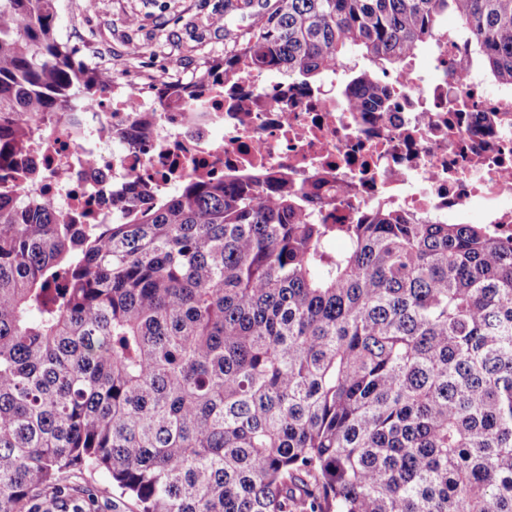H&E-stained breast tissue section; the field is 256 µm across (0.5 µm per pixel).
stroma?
<instances>
[{
	"label": "stroma",
	"instance_id": "obj_1",
	"mask_svg": "<svg viewBox=\"0 0 512 512\" xmlns=\"http://www.w3.org/2000/svg\"><path fill=\"white\" fill-rule=\"evenodd\" d=\"M225 15L224 26L213 19ZM138 25H130V16ZM250 21L248 14L225 9L224 0H58L57 30L84 67L110 70L123 86L192 84L208 66L223 59L224 47ZM105 471L64 474L68 492L88 500L93 512H138L134 499L107 493Z\"/></svg>",
	"mask_w": 512,
	"mask_h": 512
}]
</instances>
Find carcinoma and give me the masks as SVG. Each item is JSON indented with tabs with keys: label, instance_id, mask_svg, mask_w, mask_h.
<instances>
[{
	"label": "carcinoma",
	"instance_id": "carcinoma-1",
	"mask_svg": "<svg viewBox=\"0 0 512 512\" xmlns=\"http://www.w3.org/2000/svg\"><path fill=\"white\" fill-rule=\"evenodd\" d=\"M57 0H0V169L101 96ZM251 23L186 94L249 61L354 112L454 31L512 84V0H243ZM365 66L359 67V61ZM340 243L333 247L332 242ZM103 469L140 512H512V241L377 209L317 224L286 181L188 177L112 224L0 185V512H89ZM62 482L71 495L88 500L94 512H138L139 507L134 499L128 497L119 499L115 492L114 495L113 492L112 494L104 492V487H107L110 482L105 471L84 469L66 473L63 475Z\"/></svg>",
	"mask_w": 512,
	"mask_h": 512
}]
</instances>
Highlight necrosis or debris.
<instances>
[{"label":"necrosis or debris","mask_w":512,"mask_h":512,"mask_svg":"<svg viewBox=\"0 0 512 512\" xmlns=\"http://www.w3.org/2000/svg\"><path fill=\"white\" fill-rule=\"evenodd\" d=\"M460 56L437 41L430 81L418 59L406 60L382 79L391 93L384 112L349 111L340 68L305 87L250 63L202 89L194 106L135 88L77 101L78 135L38 119L43 134L28 162L42 177L28 192L67 212L88 209L89 223L104 224L120 217L128 195L146 189L159 200L190 175L284 174L313 196L310 215L321 224H354L381 208L463 224L478 203L511 240L512 87L490 88L472 68L458 73Z\"/></svg>","instance_id":"necrosis-or-debris-1"}]
</instances>
